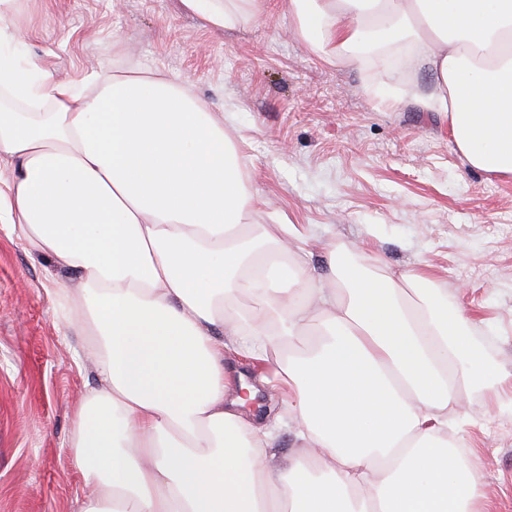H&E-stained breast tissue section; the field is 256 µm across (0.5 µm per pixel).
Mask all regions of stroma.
Masks as SVG:
<instances>
[{
    "label": "stroma",
    "instance_id": "obj_1",
    "mask_svg": "<svg viewBox=\"0 0 512 512\" xmlns=\"http://www.w3.org/2000/svg\"><path fill=\"white\" fill-rule=\"evenodd\" d=\"M13 21L54 77L108 61L223 113L246 188L266 202L254 223L295 225L314 277L321 240L363 243L395 272L430 265L477 352L512 366V177L470 168L438 113L371 91L368 69L290 37L278 0L230 30L179 0H17ZM49 269L0 226V512H82L71 416L95 379L45 290ZM465 410L489 510L512 512V407L482 388Z\"/></svg>",
    "mask_w": 512,
    "mask_h": 512
}]
</instances>
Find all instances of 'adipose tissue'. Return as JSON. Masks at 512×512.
<instances>
[{
	"instance_id": "adipose-tissue-1",
	"label": "adipose tissue",
	"mask_w": 512,
	"mask_h": 512,
	"mask_svg": "<svg viewBox=\"0 0 512 512\" xmlns=\"http://www.w3.org/2000/svg\"><path fill=\"white\" fill-rule=\"evenodd\" d=\"M16 0H0V223L76 273L68 300L94 387L72 414L82 512H483L482 472L448 437L465 391L512 381L473 351L470 321L419 270L360 266L326 245L314 282L290 225L252 224L224 116L183 89L110 64L59 80L17 61ZM330 63L369 40L406 49L395 88L448 121L473 169L512 176V0H279ZM209 28L268 0H180ZM258 307L237 308L243 295ZM276 360V424L242 412L228 379ZM304 450L275 462L277 424Z\"/></svg>"
}]
</instances>
